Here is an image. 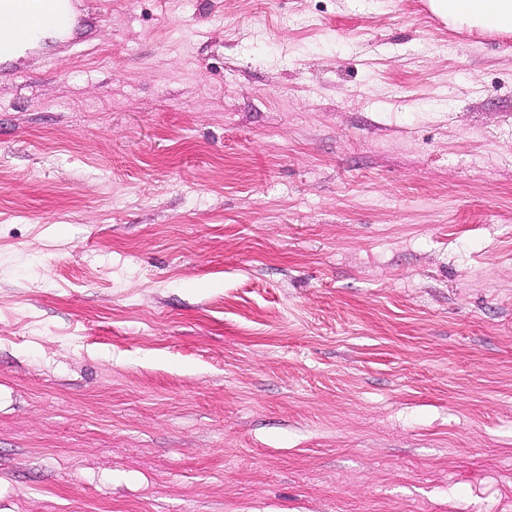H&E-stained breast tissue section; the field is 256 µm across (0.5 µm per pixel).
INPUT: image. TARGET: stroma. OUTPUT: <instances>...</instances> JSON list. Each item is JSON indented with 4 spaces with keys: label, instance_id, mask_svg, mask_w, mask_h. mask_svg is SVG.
<instances>
[{
    "label": "stroma",
    "instance_id": "35a3bbf8",
    "mask_svg": "<svg viewBox=\"0 0 512 512\" xmlns=\"http://www.w3.org/2000/svg\"><path fill=\"white\" fill-rule=\"evenodd\" d=\"M109 2L0 61V512H512V34Z\"/></svg>",
    "mask_w": 512,
    "mask_h": 512
}]
</instances>
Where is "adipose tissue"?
<instances>
[{
	"label": "adipose tissue",
	"instance_id": "obj_1",
	"mask_svg": "<svg viewBox=\"0 0 512 512\" xmlns=\"http://www.w3.org/2000/svg\"><path fill=\"white\" fill-rule=\"evenodd\" d=\"M429 5L449 25L512 34V0H429Z\"/></svg>",
	"mask_w": 512,
	"mask_h": 512
}]
</instances>
